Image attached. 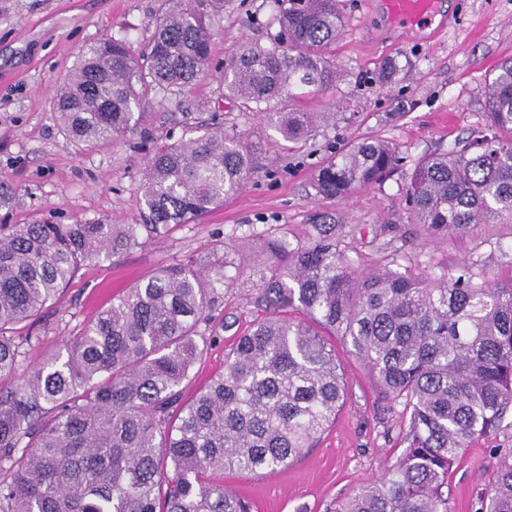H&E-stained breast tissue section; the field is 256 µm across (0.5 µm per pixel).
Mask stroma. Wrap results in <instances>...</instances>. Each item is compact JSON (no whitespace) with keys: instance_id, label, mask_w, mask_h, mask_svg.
<instances>
[{"instance_id":"obj_1","label":"stroma","mask_w":512,"mask_h":512,"mask_svg":"<svg viewBox=\"0 0 512 512\" xmlns=\"http://www.w3.org/2000/svg\"><path fill=\"white\" fill-rule=\"evenodd\" d=\"M375 2H343L344 30L327 51L343 74L336 87L270 103L273 112L300 106L353 116L292 149L258 112L226 99L220 81L240 46H271L278 30L271 0H227L208 73L180 93L150 96L140 106L142 125L91 147L63 131L56 90L80 53L102 39L147 49L160 0H0V186L12 196L0 218L133 223L153 149L171 138L201 136V124L214 115L227 133L258 147L257 170L203 220L82 267L63 299L43 310L34 326L42 342L27 353L24 367L41 363L113 296L158 268L187 258L202 265L225 258L233 283L211 307L204 354L184 383L185 398H192L223 372L224 355L238 336L266 315L257 302L256 251L273 239L307 242L321 216L340 223L339 247L358 270L426 266L452 280L466 269L477 283L512 282V224H480L465 236L431 239L410 221L405 200L421 157L483 130L486 81L501 60L512 58V0H443L445 25L419 35L390 30ZM378 137L398 146L404 158L398 173L345 199L316 195L313 178L328 145ZM336 351L348 401L316 446L273 472L225 475V485L249 499L252 512H336L339 501L403 453L401 413L382 414L365 366L344 345ZM510 448L512 414L495 434L464 450L448 475V512H479L489 478Z\"/></svg>"}]
</instances>
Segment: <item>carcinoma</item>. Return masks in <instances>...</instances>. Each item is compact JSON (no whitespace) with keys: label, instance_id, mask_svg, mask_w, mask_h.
I'll list each match as a JSON object with an SVG mask.
<instances>
[{"label":"carcinoma","instance_id":"cac0c4a2","mask_svg":"<svg viewBox=\"0 0 512 512\" xmlns=\"http://www.w3.org/2000/svg\"><path fill=\"white\" fill-rule=\"evenodd\" d=\"M273 46L250 44L225 66L224 95L242 107L336 83L324 49L343 27L339 0H273ZM144 52L106 39L83 52L56 95L67 135L88 145L140 125V102L191 86L209 62L224 0H162ZM487 134L417 161L410 217L440 238L512 224V58L485 90ZM304 144L344 112H265ZM253 152L217 116L204 134L158 145L133 224H0V377L41 342L35 317L80 267L198 220L253 173ZM398 147L365 139L332 151L317 172L325 198L383 184ZM309 241L277 239L257 255V302L270 316L224 355V372L183 402L201 358L226 265L157 269L112 298L79 336L0 390V512H250L224 472L285 467L311 448L347 399L336 342L351 347L387 409L408 413L403 454L337 512H448V473L474 438L512 410V284L444 281L428 270L355 269L336 225ZM485 512H512V450L491 475Z\"/></svg>","mask_w":512,"mask_h":512}]
</instances>
